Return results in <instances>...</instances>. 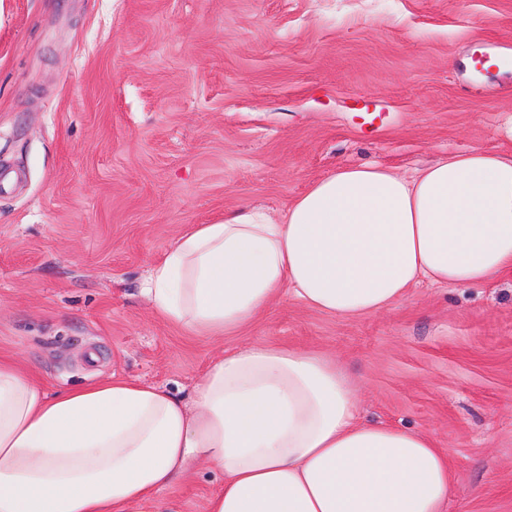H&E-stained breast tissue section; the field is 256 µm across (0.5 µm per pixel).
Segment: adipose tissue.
<instances>
[{
    "label": "adipose tissue",
    "mask_w": 512,
    "mask_h": 512,
    "mask_svg": "<svg viewBox=\"0 0 512 512\" xmlns=\"http://www.w3.org/2000/svg\"><path fill=\"white\" fill-rule=\"evenodd\" d=\"M512 277V153L473 149L404 175L346 166L273 217L192 224L143 291L157 316L221 337L281 297L357 317L420 282ZM224 475L206 512H444L446 450L365 422L333 360L253 345L224 352L192 403L122 377L49 393L0 357V512H130L200 465Z\"/></svg>",
    "instance_id": "obj_1"
}]
</instances>
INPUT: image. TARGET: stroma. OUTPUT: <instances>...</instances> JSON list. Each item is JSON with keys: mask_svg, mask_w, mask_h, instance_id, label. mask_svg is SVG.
I'll list each match as a JSON object with an SVG mask.
<instances>
[{"mask_svg": "<svg viewBox=\"0 0 512 512\" xmlns=\"http://www.w3.org/2000/svg\"><path fill=\"white\" fill-rule=\"evenodd\" d=\"M504 56L512 0H0V356L53 391L116 375L188 401L224 350L330 355L363 420L447 451L445 512H512L511 278L358 318L286 297L221 339L142 292L187 225L280 213L339 167L511 153ZM223 480L164 498L204 512Z\"/></svg>", "mask_w": 512, "mask_h": 512, "instance_id": "1", "label": "stroma"}]
</instances>
